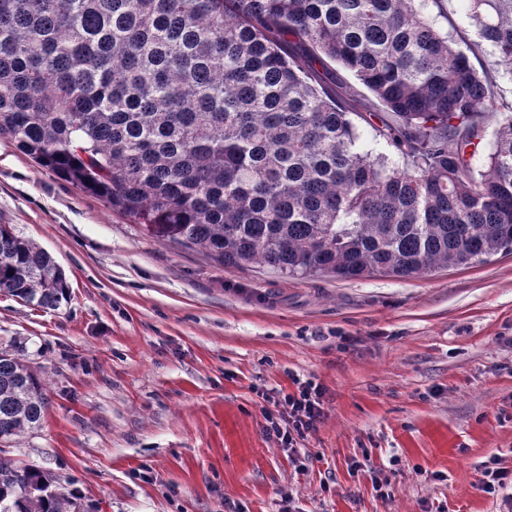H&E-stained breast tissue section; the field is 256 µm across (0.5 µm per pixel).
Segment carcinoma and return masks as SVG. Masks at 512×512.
<instances>
[{
  "label": "carcinoma",
  "mask_w": 512,
  "mask_h": 512,
  "mask_svg": "<svg viewBox=\"0 0 512 512\" xmlns=\"http://www.w3.org/2000/svg\"><path fill=\"white\" fill-rule=\"evenodd\" d=\"M0 0V137L152 237L282 278L407 279L512 254V0ZM351 75L346 80L340 71ZM399 164L364 151L351 116ZM495 118L485 168L472 159ZM0 291L57 310L53 258L0 224ZM44 383L0 349V443L41 427ZM0 448V512H81ZM464 0H445L443 10L448 15V22L438 18V22L448 29L449 35L462 46L478 41L474 27L464 21L465 2ZM470 60L479 71L481 70L480 64L483 63L486 66V68L492 72V74L500 75V85L504 90V94L507 97L512 96V78L510 77V75L506 74L504 66L497 65L496 63L493 62L494 58L490 53L489 47H486V51L479 54L477 59L470 54ZM497 72H499V74H497Z\"/></svg>",
  "instance_id": "obj_1"
}]
</instances>
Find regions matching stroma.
<instances>
[{
    "label": "stroma",
    "mask_w": 512,
    "mask_h": 512,
    "mask_svg": "<svg viewBox=\"0 0 512 512\" xmlns=\"http://www.w3.org/2000/svg\"><path fill=\"white\" fill-rule=\"evenodd\" d=\"M0 220L70 286L54 311L0 292V347L48 398L9 455L90 512H503L478 468L512 470V254L408 279L225 266L4 138ZM296 376L326 389L301 472L264 431L265 396Z\"/></svg>",
    "instance_id": "stroma-1"
}]
</instances>
